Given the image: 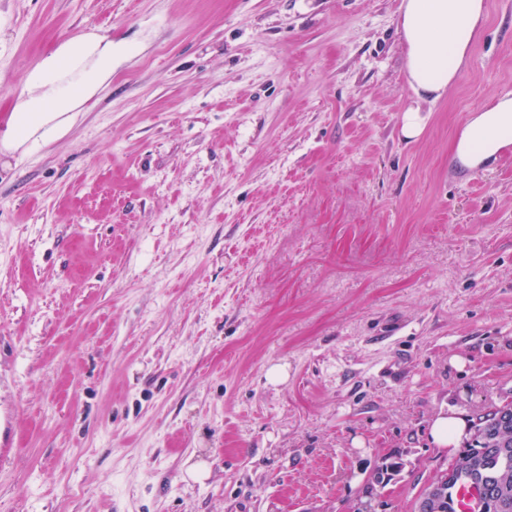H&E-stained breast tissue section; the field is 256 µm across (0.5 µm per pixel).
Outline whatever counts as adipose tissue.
<instances>
[{"mask_svg":"<svg viewBox=\"0 0 512 512\" xmlns=\"http://www.w3.org/2000/svg\"><path fill=\"white\" fill-rule=\"evenodd\" d=\"M484 13L483 0H405L401 31L407 74L420 98H441L463 64ZM127 46L88 33L59 46L30 73L17 99L14 123L0 133V153L26 156L70 126L112 78L113 61ZM512 134V98L504 97L465 123L460 145L480 144L493 154Z\"/></svg>","mask_w":512,"mask_h":512,"instance_id":"1","label":"adipose tissue"}]
</instances>
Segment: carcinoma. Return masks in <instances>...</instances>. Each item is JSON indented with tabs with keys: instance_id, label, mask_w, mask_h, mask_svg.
<instances>
[{
	"instance_id": "cac0c4a2",
	"label": "carcinoma",
	"mask_w": 512,
	"mask_h": 512,
	"mask_svg": "<svg viewBox=\"0 0 512 512\" xmlns=\"http://www.w3.org/2000/svg\"><path fill=\"white\" fill-rule=\"evenodd\" d=\"M459 458L467 462L464 477L438 475L428 488L436 490L432 512H454L453 489L465 479L480 488L488 512H512V425L502 430L490 423L474 424V433Z\"/></svg>"
}]
</instances>
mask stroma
<instances>
[{
    "label": "stroma",
    "instance_id": "1",
    "mask_svg": "<svg viewBox=\"0 0 512 512\" xmlns=\"http://www.w3.org/2000/svg\"><path fill=\"white\" fill-rule=\"evenodd\" d=\"M402 2L0 0V114L64 42L133 50L0 155V512H415L433 419L512 402V166L454 163L512 0L435 101Z\"/></svg>",
    "mask_w": 512,
    "mask_h": 512
}]
</instances>
